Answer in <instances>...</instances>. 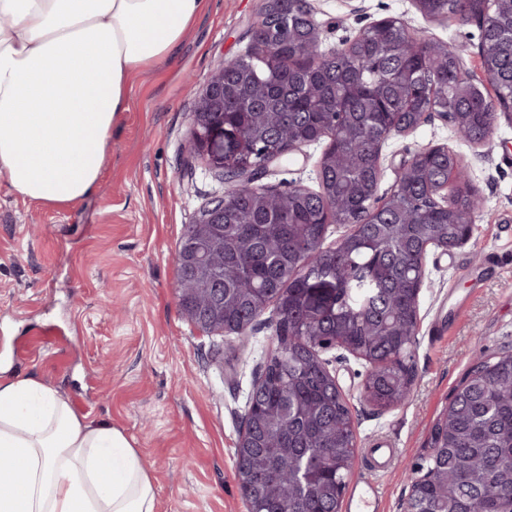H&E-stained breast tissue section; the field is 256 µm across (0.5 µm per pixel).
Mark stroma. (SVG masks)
Returning <instances> with one entry per match:
<instances>
[{"label":"stroma","mask_w":512,"mask_h":512,"mask_svg":"<svg viewBox=\"0 0 512 512\" xmlns=\"http://www.w3.org/2000/svg\"><path fill=\"white\" fill-rule=\"evenodd\" d=\"M321 49L346 46L387 17L442 42L467 74L484 78L478 20L429 19L412 0H309ZM261 0H208L171 62L132 79L130 106L112 128L96 191L66 207L23 199L0 186V361L68 392L74 410L133 439L156 484L159 512H248L235 475L245 402L275 346L271 314L246 335L199 334L182 316L174 257L184 225L224 192V181L190 154L191 115L224 61L245 54ZM462 158L481 205L469 244L426 259L410 399L378 412L360 398L365 365L330 366L349 400L358 447L391 440L388 472L355 462L348 490L371 482L380 512H405L408 475L479 353L512 346V118L497 114L473 147L439 116L381 150V191L427 145ZM325 143L270 166L261 182L317 189ZM52 326L64 341L16 357L14 345Z\"/></svg>","instance_id":"35a3bbf8"}]
</instances>
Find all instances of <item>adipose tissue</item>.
Returning a JSON list of instances; mask_svg holds the SVG:
<instances>
[{
  "instance_id": "ef3b65f1",
  "label": "adipose tissue",
  "mask_w": 512,
  "mask_h": 512,
  "mask_svg": "<svg viewBox=\"0 0 512 512\" xmlns=\"http://www.w3.org/2000/svg\"><path fill=\"white\" fill-rule=\"evenodd\" d=\"M205 0H0V181L65 206L97 188L129 82L168 60ZM0 512H158L124 431L35 375L0 376Z\"/></svg>"
}]
</instances>
